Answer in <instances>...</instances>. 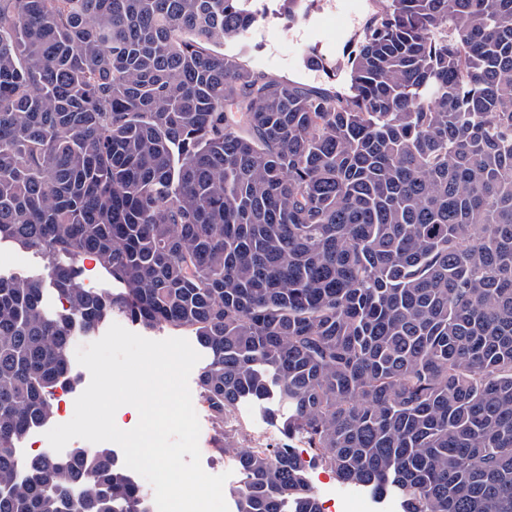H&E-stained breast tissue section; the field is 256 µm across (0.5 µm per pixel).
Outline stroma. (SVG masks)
Returning a JSON list of instances; mask_svg holds the SVG:
<instances>
[{
  "label": "stroma",
  "instance_id": "35a3bbf8",
  "mask_svg": "<svg viewBox=\"0 0 512 512\" xmlns=\"http://www.w3.org/2000/svg\"><path fill=\"white\" fill-rule=\"evenodd\" d=\"M363 32L362 26L348 25L342 12L311 4L308 11L295 22L267 15L258 26L225 40L220 49L239 56L254 70L274 77L333 91L347 90L350 67L347 63ZM201 433L199 449L203 469L212 475L228 473L224 486L227 503H235V489L241 481L230 453L215 449L210 419L204 408H197ZM288 415L286 405L271 398L263 402L241 401L228 423L231 426L262 436L269 446L295 447L306 463V477L322 505L336 499L350 498L364 512H402L396 498H376L365 489L340 483L325 469L300 438H287L282 421Z\"/></svg>",
  "mask_w": 512,
  "mask_h": 512
}]
</instances>
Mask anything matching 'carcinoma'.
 <instances>
[{"label": "carcinoma", "mask_w": 512, "mask_h": 512, "mask_svg": "<svg viewBox=\"0 0 512 512\" xmlns=\"http://www.w3.org/2000/svg\"><path fill=\"white\" fill-rule=\"evenodd\" d=\"M377 2L329 92L213 49L247 0H0V242L54 259L0 275V512H148L106 449L17 455L115 313L206 350L216 448L274 393L340 482L512 512V0ZM235 461L237 512H321ZM82 269V278L85 284L90 288H109L105 274L95 263L92 257L85 256L80 261Z\"/></svg>", "instance_id": "cac0c4a2"}]
</instances>
